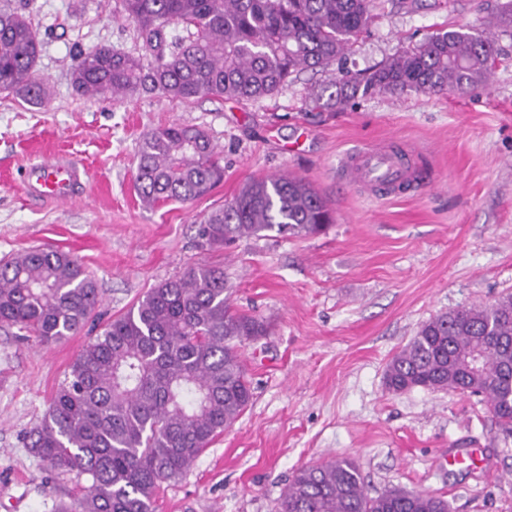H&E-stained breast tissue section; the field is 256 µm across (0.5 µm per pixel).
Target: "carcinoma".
<instances>
[{
	"instance_id": "carcinoma-1",
	"label": "carcinoma",
	"mask_w": 512,
	"mask_h": 512,
	"mask_svg": "<svg viewBox=\"0 0 512 512\" xmlns=\"http://www.w3.org/2000/svg\"><path fill=\"white\" fill-rule=\"evenodd\" d=\"M144 53L100 46L79 52L72 87L107 99L161 94L255 100L305 70L341 61L371 20L370 0H120ZM494 26L512 33V0ZM42 42L27 18L0 9V91L43 104L35 74ZM491 34L439 31L364 74L337 69L327 104L359 95L415 90L467 92L495 63ZM136 189L149 205L193 201L224 179L222 158L201 130L172 124L147 133L137 153ZM333 223L305 180H253L200 232L221 247L264 232L312 235ZM224 269L191 266L154 285L124 314L88 337L27 445L57 474L83 480L54 512H154L162 483L182 476L252 400L242 343L267 334L235 311ZM96 279L68 253L31 248L0 263V327L42 343L93 322ZM480 367L470 368L474 358ZM395 392L414 388L482 397L498 429L512 435V295L422 323L385 371ZM276 512H448L426 492L393 487L371 496L357 464L333 457L300 470Z\"/></svg>"
}]
</instances>
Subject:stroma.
Instances as JSON below:
<instances>
[{"label": "stroma", "instance_id": "obj_1", "mask_svg": "<svg viewBox=\"0 0 512 512\" xmlns=\"http://www.w3.org/2000/svg\"><path fill=\"white\" fill-rule=\"evenodd\" d=\"M497 0H375L367 30L345 53L363 72L437 30H491ZM42 41L49 100L0 92V260L34 246L78 258L101 311L125 313L157 283L195 265L220 266L237 310L268 333L244 342L253 398L179 479L162 484L155 512H274L294 474L330 457L356 461L370 492L392 486L447 500L450 512H512V438L474 396L390 391L389 358L429 318L512 294V38L496 42L487 87L467 94L407 91L327 110L313 96L335 66L293 76L258 100L163 95L103 100L76 94L72 56L107 45L141 54L117 0H7ZM204 130L224 157V179L188 203L155 207L135 189L137 148L156 128ZM418 151L424 183L376 198L336 167L355 147ZM69 154L88 173L81 199L25 194L32 157ZM305 178L334 222L318 235L269 233L212 247L203 217L249 180ZM86 341L42 344L0 327V512H53L75 483L25 444ZM481 449L477 471H452L445 449Z\"/></svg>", "mask_w": 512, "mask_h": 512}]
</instances>
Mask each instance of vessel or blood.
Listing matches in <instances>:
<instances>
[{
    "label": "vessel or blood",
    "mask_w": 512,
    "mask_h": 512,
    "mask_svg": "<svg viewBox=\"0 0 512 512\" xmlns=\"http://www.w3.org/2000/svg\"><path fill=\"white\" fill-rule=\"evenodd\" d=\"M338 174L346 183L362 186L378 196L402 194L417 178V171L405 166L389 148L359 147L339 162ZM79 165L68 155L55 154L29 163L23 183L28 193L46 200H74L82 186Z\"/></svg>",
    "instance_id": "vessel-or-blood-1"
}]
</instances>
